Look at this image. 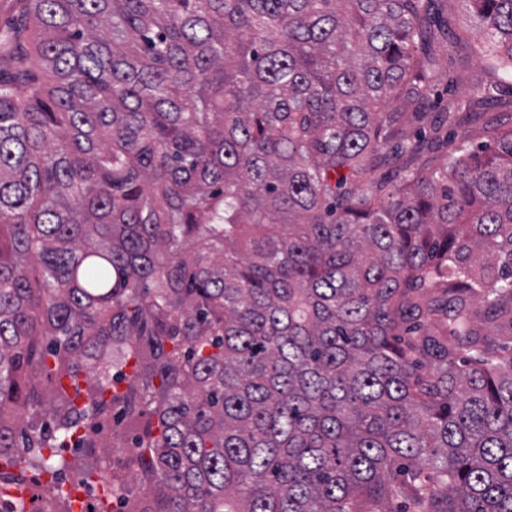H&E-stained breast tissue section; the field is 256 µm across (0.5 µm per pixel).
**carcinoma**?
<instances>
[{"label":"carcinoma","instance_id":"carcinoma-1","mask_svg":"<svg viewBox=\"0 0 512 512\" xmlns=\"http://www.w3.org/2000/svg\"><path fill=\"white\" fill-rule=\"evenodd\" d=\"M465 2L486 36L448 0H27L0 482L125 421L150 495L80 472L98 512H512V116L435 157L512 108V0ZM462 46L490 80L433 112Z\"/></svg>","mask_w":512,"mask_h":512}]
</instances>
